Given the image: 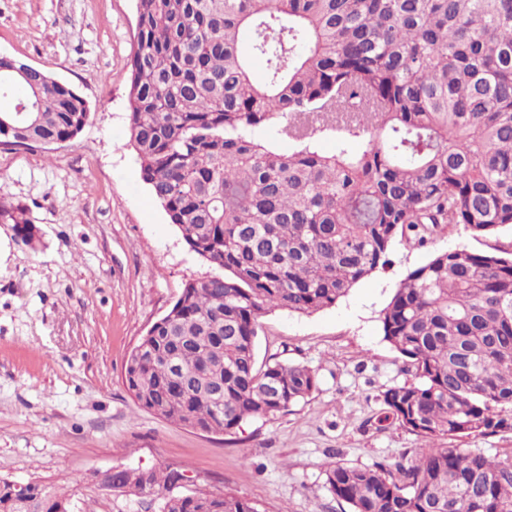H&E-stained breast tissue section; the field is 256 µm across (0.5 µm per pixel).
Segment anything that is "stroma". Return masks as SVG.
Returning a JSON list of instances; mask_svg holds the SVG:
<instances>
[{"label": "stroma", "instance_id": "obj_1", "mask_svg": "<svg viewBox=\"0 0 512 512\" xmlns=\"http://www.w3.org/2000/svg\"><path fill=\"white\" fill-rule=\"evenodd\" d=\"M137 0H0V54L74 87L91 116L71 142L0 146V202L27 208L35 248L0 224V479H40L71 496V512H158L150 498L101 491L112 467L179 465L185 490L229 491L260 512H343L323 465L409 462L422 441L378 428L380 396L408 379L380 312L408 272L439 251L512 255V228L474 236L441 225L423 246L397 240L389 264L336 305L264 316L258 362L315 371L317 390L275 419L232 435L164 421L135 403L126 360L187 283L217 276L169 224L128 144L127 63Z\"/></svg>", "mask_w": 512, "mask_h": 512}]
</instances>
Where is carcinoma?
I'll list each match as a JSON object with an SVG mask.
<instances>
[{
	"mask_svg": "<svg viewBox=\"0 0 512 512\" xmlns=\"http://www.w3.org/2000/svg\"><path fill=\"white\" fill-rule=\"evenodd\" d=\"M128 73L141 178L189 250L224 270L187 284L127 358L128 391L160 419L234 434L290 410L317 375L257 366L263 316L334 306L407 233L423 245L443 224L512 226V0H138ZM21 84L36 110L15 111L0 81V146L70 142L89 121L43 70ZM0 223L39 242L20 204L1 203ZM380 322L412 380L382 393L376 422L426 444L407 464L329 463L327 491L350 512H512V455L436 447L512 433V258L437 252ZM179 474L117 468L112 488L157 497L159 512H260L229 491L174 493ZM0 512L69 500L0 479Z\"/></svg>",
	"mask_w": 512,
	"mask_h": 512,
	"instance_id": "obj_1",
	"label": "carcinoma"
}]
</instances>
